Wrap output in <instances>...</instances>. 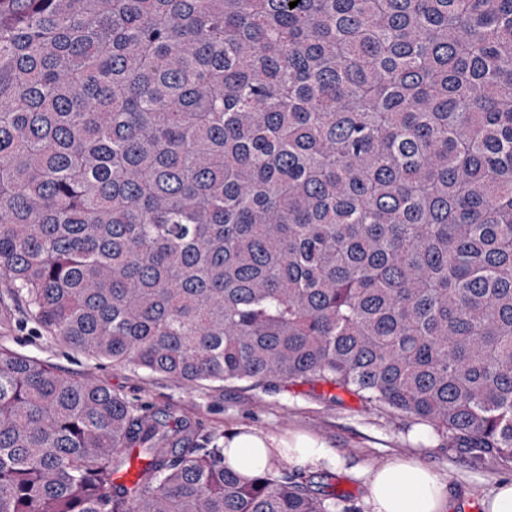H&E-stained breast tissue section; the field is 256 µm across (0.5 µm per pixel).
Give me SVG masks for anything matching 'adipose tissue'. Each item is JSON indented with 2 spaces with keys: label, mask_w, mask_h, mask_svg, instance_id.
<instances>
[{
  "label": "adipose tissue",
  "mask_w": 512,
  "mask_h": 512,
  "mask_svg": "<svg viewBox=\"0 0 512 512\" xmlns=\"http://www.w3.org/2000/svg\"><path fill=\"white\" fill-rule=\"evenodd\" d=\"M228 464L251 478L283 466L344 467L346 460L324 441L306 434L288 436L241 428L224 440ZM366 484L367 512H447L448 487L415 458H392L379 466L356 465Z\"/></svg>",
  "instance_id": "obj_1"
}]
</instances>
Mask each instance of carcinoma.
Instances as JSON below:
<instances>
[{
  "label": "carcinoma",
  "instance_id": "carcinoma-1",
  "mask_svg": "<svg viewBox=\"0 0 512 512\" xmlns=\"http://www.w3.org/2000/svg\"><path fill=\"white\" fill-rule=\"evenodd\" d=\"M290 2L0 0V321L512 462V0ZM347 501L0 345V512Z\"/></svg>",
  "mask_w": 512,
  "mask_h": 512
}]
</instances>
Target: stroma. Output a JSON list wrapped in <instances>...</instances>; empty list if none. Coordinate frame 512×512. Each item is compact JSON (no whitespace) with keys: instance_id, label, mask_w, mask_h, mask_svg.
<instances>
[{"instance_id":"35a3bbf8","label":"stroma","mask_w":512,"mask_h":512,"mask_svg":"<svg viewBox=\"0 0 512 512\" xmlns=\"http://www.w3.org/2000/svg\"><path fill=\"white\" fill-rule=\"evenodd\" d=\"M0 344L34 357L66 375L92 374L124 397L168 407L186 415L212 441L223 442L245 426L276 435L299 431L327 441L349 463L379 465L396 456L426 464L448 487L450 512H483L482 502L495 481L512 478V467L475 459L467 450L448 447L432 429L412 419L370 409L346 392L279 381L265 389L244 383L186 387L131 366L95 360L66 345L16 313Z\"/></svg>"}]
</instances>
